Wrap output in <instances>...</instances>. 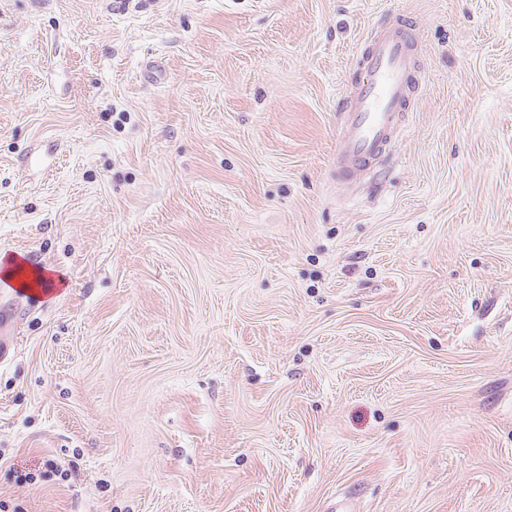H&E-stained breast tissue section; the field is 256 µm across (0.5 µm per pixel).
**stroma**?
<instances>
[{"mask_svg": "<svg viewBox=\"0 0 512 512\" xmlns=\"http://www.w3.org/2000/svg\"><path fill=\"white\" fill-rule=\"evenodd\" d=\"M4 257L0 512H512V0H0ZM419 31L405 15L374 25L362 42L357 68L341 100L336 138V178L352 183L383 158L410 104L419 61Z\"/></svg>", "mask_w": 512, "mask_h": 512, "instance_id": "stroma-1", "label": "stroma"}]
</instances>
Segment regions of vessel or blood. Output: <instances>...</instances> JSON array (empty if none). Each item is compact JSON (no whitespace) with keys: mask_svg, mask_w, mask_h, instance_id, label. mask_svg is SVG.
I'll use <instances>...</instances> for the list:
<instances>
[{"mask_svg":"<svg viewBox=\"0 0 512 512\" xmlns=\"http://www.w3.org/2000/svg\"><path fill=\"white\" fill-rule=\"evenodd\" d=\"M419 31L406 16L374 25L357 57L360 79L341 100L336 138V178L352 183L383 158L410 104L419 69L414 53Z\"/></svg>","mask_w":512,"mask_h":512,"instance_id":"b4317fda","label":"vessel or blood"}]
</instances>
